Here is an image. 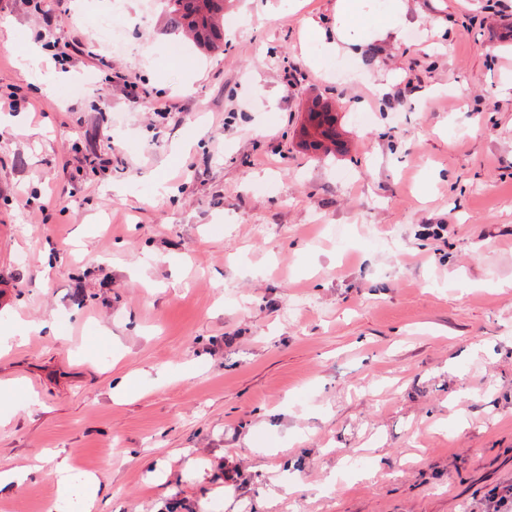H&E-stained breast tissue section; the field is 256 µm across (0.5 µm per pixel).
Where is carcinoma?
Wrapping results in <instances>:
<instances>
[{
  "label": "carcinoma",
  "instance_id": "1",
  "mask_svg": "<svg viewBox=\"0 0 512 512\" xmlns=\"http://www.w3.org/2000/svg\"><path fill=\"white\" fill-rule=\"evenodd\" d=\"M169 23L173 30H184L194 43L209 49L224 41V0H167ZM336 114L323 106L307 113L302 127L303 143L325 156L336 153Z\"/></svg>",
  "mask_w": 512,
  "mask_h": 512
}]
</instances>
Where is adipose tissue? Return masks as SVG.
I'll use <instances>...</instances> for the list:
<instances>
[{
	"label": "adipose tissue",
	"instance_id": "ef3b65f1",
	"mask_svg": "<svg viewBox=\"0 0 512 512\" xmlns=\"http://www.w3.org/2000/svg\"><path fill=\"white\" fill-rule=\"evenodd\" d=\"M375 0H336L335 25L325 29L317 22H310L309 29L318 40L323 56L339 53L360 54L370 40L369 28H376L381 37L399 33L405 7L401 0H390L386 10L372 14ZM60 498L80 496L85 512H94L99 494V484L94 475L76 478L68 459H59L52 470Z\"/></svg>",
	"mask_w": 512,
	"mask_h": 512
}]
</instances>
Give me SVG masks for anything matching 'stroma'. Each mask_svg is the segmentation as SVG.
<instances>
[{
  "label": "stroma",
  "mask_w": 512,
  "mask_h": 512,
  "mask_svg": "<svg viewBox=\"0 0 512 512\" xmlns=\"http://www.w3.org/2000/svg\"><path fill=\"white\" fill-rule=\"evenodd\" d=\"M335 5L225 0L204 56L161 0H0V336L46 324L0 351V470L67 457L94 512L512 486V0H405L399 40L324 57ZM315 99L331 158L300 144ZM62 506L46 472L0 491Z\"/></svg>",
  "instance_id": "obj_1"
}]
</instances>
